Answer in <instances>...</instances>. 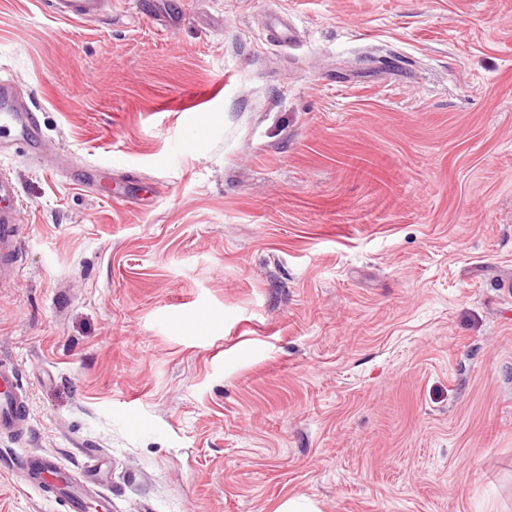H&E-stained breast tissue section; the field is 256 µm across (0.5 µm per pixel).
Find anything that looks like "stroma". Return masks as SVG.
Listing matches in <instances>:
<instances>
[{
	"instance_id": "35a3bbf8",
	"label": "stroma",
	"mask_w": 512,
	"mask_h": 512,
	"mask_svg": "<svg viewBox=\"0 0 512 512\" xmlns=\"http://www.w3.org/2000/svg\"><path fill=\"white\" fill-rule=\"evenodd\" d=\"M172 2L0 0L57 150L0 152V458L94 450L112 512H512V0ZM0 512L66 509L0 469ZM55 14L67 20L90 22L112 9V0H51ZM22 210V206L18 204L0 211V244L1 240L5 245L17 242L19 229L17 214ZM26 409V401L18 391L14 375L0 369V430L19 432Z\"/></svg>"
}]
</instances>
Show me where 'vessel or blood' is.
<instances>
[{
  "label": "vessel or blood",
  "instance_id": "1",
  "mask_svg": "<svg viewBox=\"0 0 512 512\" xmlns=\"http://www.w3.org/2000/svg\"><path fill=\"white\" fill-rule=\"evenodd\" d=\"M56 14L67 20L90 22L104 17L112 0H52ZM0 131L41 151L43 139L33 110L21 97L14 78L0 75ZM16 187L12 180L0 178V197L12 205L0 211V242L10 244L18 239L21 206L15 205ZM27 404L19 393L13 374L0 370V430L20 431L26 417ZM13 467L24 474L30 487H49L63 499L69 512H86L89 491L100 476L98 461H91L76 470L62 467L49 455H19Z\"/></svg>",
  "mask_w": 512,
  "mask_h": 512
}]
</instances>
